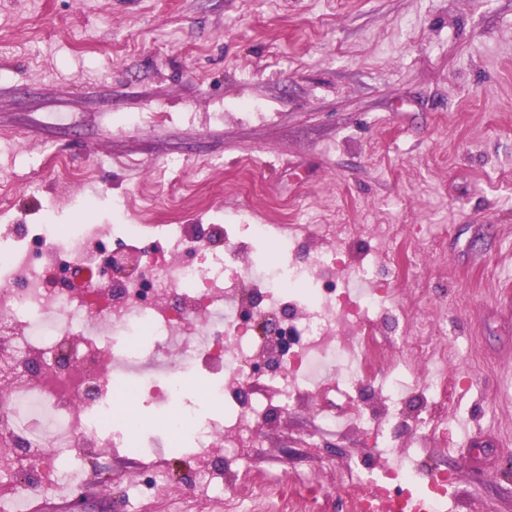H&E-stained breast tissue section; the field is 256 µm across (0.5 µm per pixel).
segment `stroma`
I'll use <instances>...</instances> for the list:
<instances>
[{
    "mask_svg": "<svg viewBox=\"0 0 512 512\" xmlns=\"http://www.w3.org/2000/svg\"><path fill=\"white\" fill-rule=\"evenodd\" d=\"M83 181L57 182L55 158ZM41 185L15 186L32 159ZM259 191L236 196L245 179ZM121 219L274 224L287 206L321 243L350 224H401L403 252L440 256L391 279L445 302L465 386L448 407L454 442L429 464L454 479L451 512H512V0H0V225ZM315 398L264 424L250 467L284 484L323 469L334 501L357 431L307 448ZM176 470L168 498L214 512ZM105 460L84 512H137L131 471Z\"/></svg>",
    "mask_w": 512,
    "mask_h": 512,
    "instance_id": "obj_1",
    "label": "stroma"
}]
</instances>
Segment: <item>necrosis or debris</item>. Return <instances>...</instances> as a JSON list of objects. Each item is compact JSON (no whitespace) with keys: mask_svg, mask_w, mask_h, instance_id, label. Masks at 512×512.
Masks as SVG:
<instances>
[{"mask_svg":"<svg viewBox=\"0 0 512 512\" xmlns=\"http://www.w3.org/2000/svg\"><path fill=\"white\" fill-rule=\"evenodd\" d=\"M160 236L166 249L149 253L129 224L0 225V337L19 359H73L68 369L21 373L0 387V441L14 448L0 454V477L15 479L0 512H28L36 487L55 494L82 486L94 454L142 458L131 485L150 501L169 484V457L188 453L200 462L195 485L209 492L222 479L203 463L210 449L252 447L268 417L287 414L306 395L319 400L323 430L359 431L370 448L367 458L347 461L350 477L336 512H399L413 497L433 510L444 504L452 484L446 471L389 463L392 455L411 454L393 425L408 400L421 415L424 440L447 450L459 350L438 343L440 323L419 308L424 289L406 304L379 283L388 231L374 233L373 249L345 273L341 242L313 247L291 224L277 234L266 224H228L202 237L188 225L165 224ZM115 239L124 244L116 266L141 267L117 287L102 265ZM188 250L207 252L205 264L184 263ZM244 305L273 319L272 332L245 330L238 317ZM342 324L353 328L345 340L337 332ZM391 325L408 331L409 344L395 360L398 374L385 375L379 357L393 341ZM146 332L157 343L141 352L134 344ZM275 348L284 358L261 378L267 394L247 398L260 380L252 364ZM200 375L209 396L223 401L222 415L201 418L192 397ZM122 397L138 409L177 398L179 414L164 417L139 445L115 409ZM230 431L235 439L224 442ZM229 485L224 512H327L316 471L279 488L244 470Z\"/></svg>","mask_w":512,"mask_h":512,"instance_id":"4bbe7bcc","label":"necrosis or debris"}]
</instances>
